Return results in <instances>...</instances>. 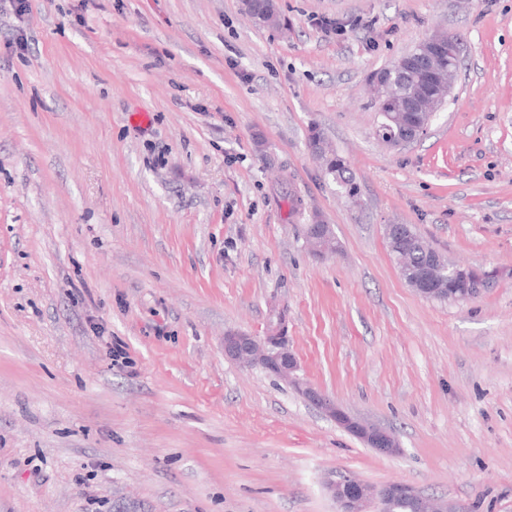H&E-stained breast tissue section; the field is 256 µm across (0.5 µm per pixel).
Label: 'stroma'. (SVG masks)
Returning a JSON list of instances; mask_svg holds the SVG:
<instances>
[{
	"mask_svg": "<svg viewBox=\"0 0 512 512\" xmlns=\"http://www.w3.org/2000/svg\"><path fill=\"white\" fill-rule=\"evenodd\" d=\"M275 4L286 30L242 0H0V512H336L342 474L512 512V0ZM436 31L454 91L388 147L368 78ZM388 224L502 275L425 299ZM274 305L308 383L397 454L225 357ZM324 137L317 130H312L308 139V146L312 154L320 152V160L328 176H330L338 190L343 195L359 194V187L349 167L348 162L336 154L331 145H328ZM313 224H322L324 225V230H321V232L318 233H308L306 232V240L307 243L312 251L320 252V253H333L336 251V248L333 250H327V247L330 244V233L329 231L332 230L330 224H324L322 219L318 215H314L311 219L310 227Z\"/></svg>",
	"mask_w": 512,
	"mask_h": 512,
	"instance_id": "35a3bbf8",
	"label": "stroma"
}]
</instances>
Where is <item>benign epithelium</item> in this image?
<instances>
[{"label":"benign epithelium","instance_id":"1","mask_svg":"<svg viewBox=\"0 0 512 512\" xmlns=\"http://www.w3.org/2000/svg\"><path fill=\"white\" fill-rule=\"evenodd\" d=\"M442 33L434 32L421 41L420 70L425 79L434 83L435 99H443L453 93V80L442 78L443 68L436 57L428 52V46L439 42ZM331 226L324 225L318 233L306 234L311 250L326 253L330 244ZM427 265L416 268L411 261L402 263L400 273L405 282L425 299L439 293L438 286L447 268L441 255L426 250ZM225 357L245 367H260L276 378L294 387L301 396L320 409L340 427L352 433L365 445L383 454L398 452L397 438L389 431L372 425L343 411L334 401L309 385L300 375V366L285 333L282 313L273 312L266 335L259 337L241 331L224 334ZM326 491L336 503V512H393L396 504L406 506V512H470L464 504L444 498L429 497L403 482H390L379 488L351 477H338L326 483Z\"/></svg>","mask_w":512,"mask_h":512}]
</instances>
